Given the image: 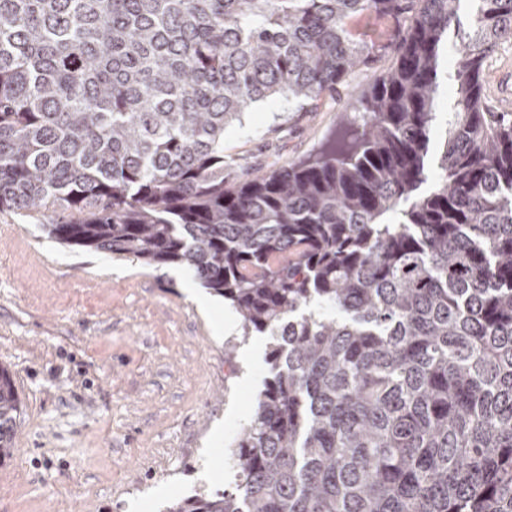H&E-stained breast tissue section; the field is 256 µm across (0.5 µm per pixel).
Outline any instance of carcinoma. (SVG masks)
<instances>
[{
	"label": "carcinoma",
	"instance_id": "1",
	"mask_svg": "<svg viewBox=\"0 0 512 512\" xmlns=\"http://www.w3.org/2000/svg\"><path fill=\"white\" fill-rule=\"evenodd\" d=\"M460 0H0V210L62 245L176 265L269 337L236 482L165 512H512V115L483 64L512 0H476L428 170ZM396 20L362 123L224 181L259 102L332 93ZM21 401L0 367V461ZM475 8V3L469 0H463L458 10L460 30L458 32L454 24L448 30V47L441 63L444 78L441 79L442 83L437 97L436 117L432 123L430 134L434 152H437L439 149V146L444 140L445 132L448 129V109L453 104L454 96L452 82L449 80V71H452L456 45L459 43L460 34L468 28L470 18ZM351 29L358 40L373 41L376 45H380L392 39L396 22L392 18L377 15L359 16L352 21Z\"/></svg>",
	"mask_w": 512,
	"mask_h": 512
}]
</instances>
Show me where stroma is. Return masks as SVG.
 Listing matches in <instances>:
<instances>
[{
  "label": "stroma",
  "instance_id": "1",
  "mask_svg": "<svg viewBox=\"0 0 512 512\" xmlns=\"http://www.w3.org/2000/svg\"><path fill=\"white\" fill-rule=\"evenodd\" d=\"M391 62L301 112L256 104L224 132L227 182L315 153L359 120L352 87ZM485 91L512 113V40L488 57ZM50 220L0 212V367L22 408L0 512H164L232 486L226 457L268 375V337L219 333L227 302L181 267L60 245Z\"/></svg>",
  "mask_w": 512,
  "mask_h": 512
}]
</instances>
